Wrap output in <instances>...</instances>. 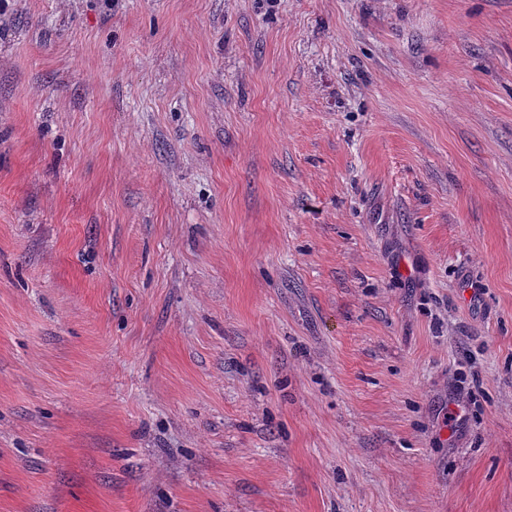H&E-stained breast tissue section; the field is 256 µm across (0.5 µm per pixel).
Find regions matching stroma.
Returning a JSON list of instances; mask_svg holds the SVG:
<instances>
[{"mask_svg":"<svg viewBox=\"0 0 512 512\" xmlns=\"http://www.w3.org/2000/svg\"><path fill=\"white\" fill-rule=\"evenodd\" d=\"M0 512H512V0H7Z\"/></svg>","mask_w":512,"mask_h":512,"instance_id":"stroma-1","label":"stroma"}]
</instances>
